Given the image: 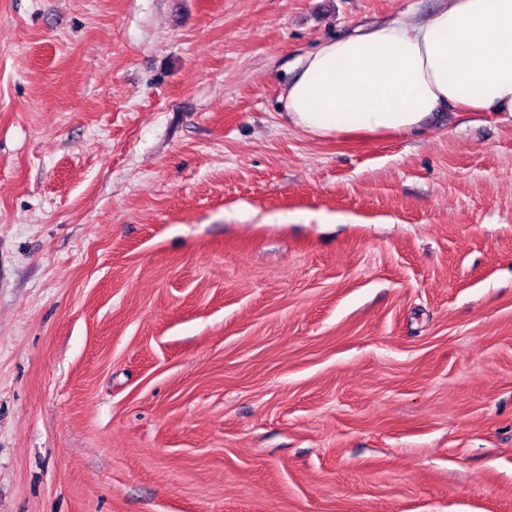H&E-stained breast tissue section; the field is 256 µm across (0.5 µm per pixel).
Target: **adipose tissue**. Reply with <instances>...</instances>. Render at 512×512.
<instances>
[{"instance_id": "1", "label": "adipose tissue", "mask_w": 512, "mask_h": 512, "mask_svg": "<svg viewBox=\"0 0 512 512\" xmlns=\"http://www.w3.org/2000/svg\"><path fill=\"white\" fill-rule=\"evenodd\" d=\"M289 123L316 138L416 133L458 109L512 118V0H445L323 42L280 95Z\"/></svg>"}]
</instances>
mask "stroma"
Segmentation results:
<instances>
[{
    "instance_id": "1",
    "label": "stroma",
    "mask_w": 512,
    "mask_h": 512,
    "mask_svg": "<svg viewBox=\"0 0 512 512\" xmlns=\"http://www.w3.org/2000/svg\"><path fill=\"white\" fill-rule=\"evenodd\" d=\"M440 4L0 0V512H512V120L279 102Z\"/></svg>"
}]
</instances>
